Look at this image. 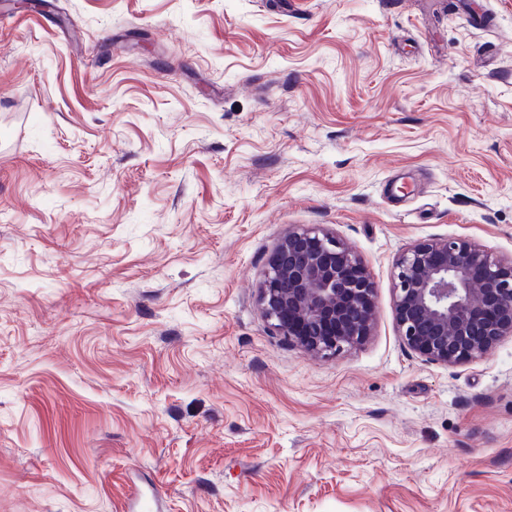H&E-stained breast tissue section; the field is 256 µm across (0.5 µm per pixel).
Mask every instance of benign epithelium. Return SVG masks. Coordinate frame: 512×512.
<instances>
[{
  "label": "benign epithelium",
  "instance_id": "1",
  "mask_svg": "<svg viewBox=\"0 0 512 512\" xmlns=\"http://www.w3.org/2000/svg\"><path fill=\"white\" fill-rule=\"evenodd\" d=\"M375 292L352 248L298 226L274 247L259 302L292 346L329 357L370 336ZM393 308L398 335L424 360L454 366L481 358L512 336V260L461 238L418 242L395 262Z\"/></svg>",
  "mask_w": 512,
  "mask_h": 512
}]
</instances>
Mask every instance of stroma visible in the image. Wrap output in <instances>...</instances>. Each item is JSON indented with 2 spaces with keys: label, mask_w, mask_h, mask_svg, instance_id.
<instances>
[{
  "label": "stroma",
  "mask_w": 512,
  "mask_h": 512,
  "mask_svg": "<svg viewBox=\"0 0 512 512\" xmlns=\"http://www.w3.org/2000/svg\"><path fill=\"white\" fill-rule=\"evenodd\" d=\"M0 0V512H512V336L397 333L393 267L512 258V0ZM376 282L313 357L257 287L288 228Z\"/></svg>",
  "instance_id": "35a3bbf8"
}]
</instances>
